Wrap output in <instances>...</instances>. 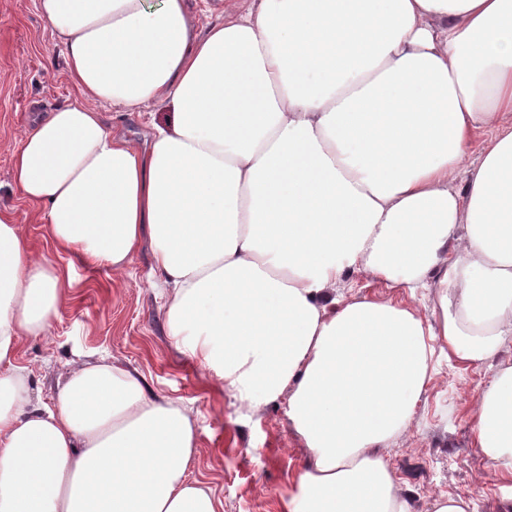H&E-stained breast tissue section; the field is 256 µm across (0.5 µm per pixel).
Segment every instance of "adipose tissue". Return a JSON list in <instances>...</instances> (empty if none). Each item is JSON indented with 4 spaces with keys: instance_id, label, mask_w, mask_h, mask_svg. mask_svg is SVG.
<instances>
[{
    "instance_id": "1",
    "label": "adipose tissue",
    "mask_w": 512,
    "mask_h": 512,
    "mask_svg": "<svg viewBox=\"0 0 512 512\" xmlns=\"http://www.w3.org/2000/svg\"><path fill=\"white\" fill-rule=\"evenodd\" d=\"M36 3L78 96L22 138L20 196L85 264L150 243L176 348L248 414L286 400L288 512H411L385 450L438 349L487 367L475 446L511 482L512 0H208L204 28L187 0ZM157 107L140 146L104 117ZM348 269L427 289L429 315L337 295ZM63 283L0 210V512H222L192 408L106 357L35 394L19 346Z\"/></svg>"
}]
</instances>
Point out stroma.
Listing matches in <instances>:
<instances>
[{"label": "stroma", "mask_w": 512, "mask_h": 512, "mask_svg": "<svg viewBox=\"0 0 512 512\" xmlns=\"http://www.w3.org/2000/svg\"><path fill=\"white\" fill-rule=\"evenodd\" d=\"M75 95L62 48L36 0H0V208L14 209L34 254L65 270L70 294L50 332L20 346L34 389L51 401L68 364L110 357L143 376L156 395L181 399L197 412L199 450L192 475L215 489L223 512H286L306 457L302 443L282 406L246 415L213 372L174 347L164 301L148 286L150 247H141L126 272L91 269L75 256L56 254L36 208L20 201L12 180L15 149L34 113L51 111ZM336 291L401 302L424 316L431 307L427 291L412 296L349 270ZM488 378L485 368L435 355L433 379L410 431L387 450L412 512H432L433 499L442 493L473 498L477 512H512L499 470L474 447L472 414Z\"/></svg>", "instance_id": "35a3bbf8"}]
</instances>
